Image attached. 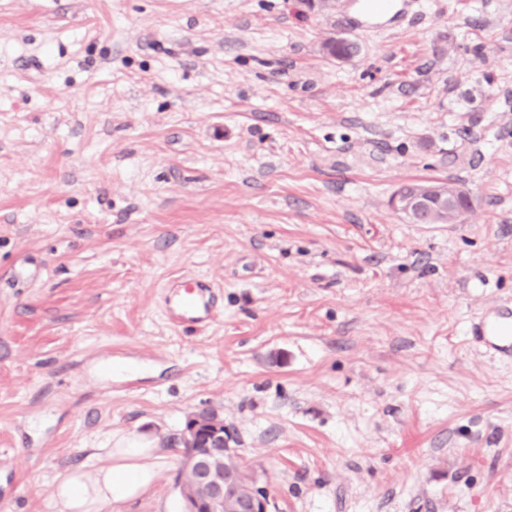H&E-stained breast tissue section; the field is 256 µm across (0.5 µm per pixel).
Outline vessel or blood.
I'll return each instance as SVG.
<instances>
[{"label": "vessel or blood", "instance_id": "obj_1", "mask_svg": "<svg viewBox=\"0 0 512 512\" xmlns=\"http://www.w3.org/2000/svg\"><path fill=\"white\" fill-rule=\"evenodd\" d=\"M214 304L213 283L197 276L174 282L164 296L165 314L179 327L208 324L214 317ZM468 334L493 357H512V310L496 309L474 323Z\"/></svg>", "mask_w": 512, "mask_h": 512}]
</instances>
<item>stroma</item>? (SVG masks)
Returning a JSON list of instances; mask_svg holds the SVG:
<instances>
[{"label": "stroma", "mask_w": 512, "mask_h": 512, "mask_svg": "<svg viewBox=\"0 0 512 512\" xmlns=\"http://www.w3.org/2000/svg\"><path fill=\"white\" fill-rule=\"evenodd\" d=\"M418 180L464 222L392 210ZM511 305L512 0H0V512L123 435L156 480L102 512H182L203 410L277 512H512V359L466 336ZM391 207L401 213L413 224H428L422 215L427 211L450 212L454 224L461 223L465 215L472 209L473 200L468 191L454 184L431 194H421L399 188L390 198ZM214 288L211 281L198 276L174 282L163 300L168 320L179 327L208 324L214 317Z\"/></svg>", "instance_id": "1"}]
</instances>
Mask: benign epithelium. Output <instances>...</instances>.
Returning a JSON list of instances; mask_svg holds the SVG:
<instances>
[{
	"label": "benign epithelium",
	"mask_w": 512,
	"mask_h": 512,
	"mask_svg": "<svg viewBox=\"0 0 512 512\" xmlns=\"http://www.w3.org/2000/svg\"><path fill=\"white\" fill-rule=\"evenodd\" d=\"M391 207L413 224L423 223L422 215L427 211L450 212L452 222L458 224L472 209L473 200L469 192L450 184L431 194L416 193L406 188L397 190L390 198ZM185 427L181 443L184 445L185 474L198 484L207 487L204 499L186 501L184 512H224V503L232 490L224 478L212 466V460L232 454V436L224 432V421L215 418H200L192 414ZM274 504L269 492L255 486L253 495L241 501L238 512H272Z\"/></svg>",
	"instance_id": "obj_1"
}]
</instances>
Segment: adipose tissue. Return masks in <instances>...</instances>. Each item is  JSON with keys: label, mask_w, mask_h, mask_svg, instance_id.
Here are the masks:
<instances>
[{"label": "adipose tissue", "mask_w": 512, "mask_h": 512, "mask_svg": "<svg viewBox=\"0 0 512 512\" xmlns=\"http://www.w3.org/2000/svg\"><path fill=\"white\" fill-rule=\"evenodd\" d=\"M153 450L137 438L120 439L109 449V462L94 473H67L54 487L56 512H101L107 505L119 506L144 493L156 479L148 459Z\"/></svg>", "instance_id": "adipose-tissue-1"}]
</instances>
